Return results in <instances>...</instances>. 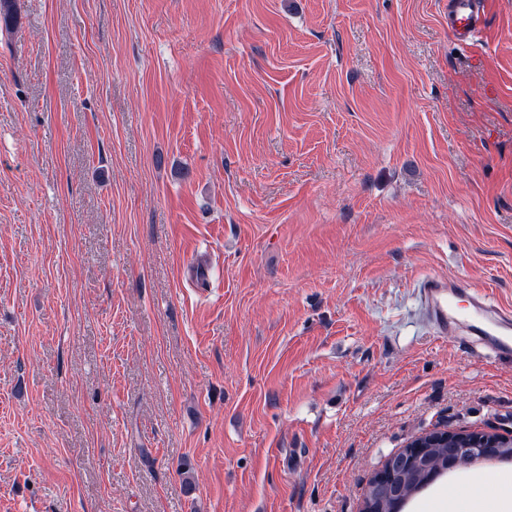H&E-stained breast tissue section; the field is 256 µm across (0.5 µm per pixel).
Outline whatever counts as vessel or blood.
<instances>
[{
	"mask_svg": "<svg viewBox=\"0 0 512 512\" xmlns=\"http://www.w3.org/2000/svg\"><path fill=\"white\" fill-rule=\"evenodd\" d=\"M487 0H448V28L461 41L480 33ZM418 294L436 337L457 336L469 345L512 360V308L495 303L464 279L444 275L423 277Z\"/></svg>",
	"mask_w": 512,
	"mask_h": 512,
	"instance_id": "b4317fda",
	"label": "vessel or blood"
}]
</instances>
